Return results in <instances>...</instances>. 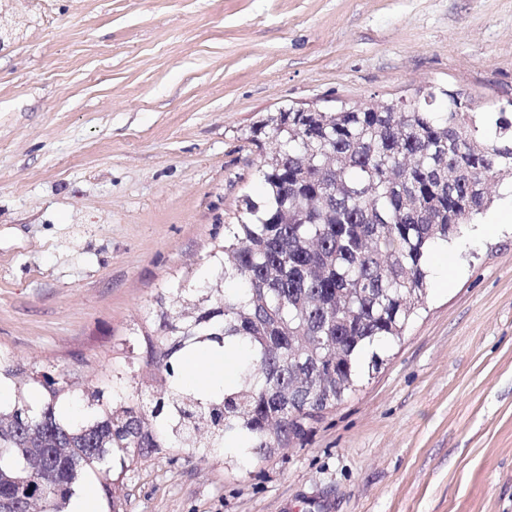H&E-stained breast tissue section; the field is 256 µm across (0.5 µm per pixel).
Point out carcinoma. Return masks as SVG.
<instances>
[{"label": "carcinoma", "mask_w": 512, "mask_h": 512, "mask_svg": "<svg viewBox=\"0 0 512 512\" xmlns=\"http://www.w3.org/2000/svg\"><path fill=\"white\" fill-rule=\"evenodd\" d=\"M252 133L276 149L261 169L265 201L245 196L209 254L226 287L159 292L145 355L112 370V399L0 349V379L15 388L0 404V496L21 512H64L84 474L115 460L133 472L163 450L261 460L304 447L355 389L366 349L400 338L423 308L426 254L491 207L482 179L512 184V116L434 87L409 105L348 103L302 122L275 112ZM234 343L246 348L235 389L175 390L187 350ZM73 396L92 417H59ZM122 489L101 483L113 512Z\"/></svg>", "instance_id": "carcinoma-1"}]
</instances>
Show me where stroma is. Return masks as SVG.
Returning a JSON list of instances; mask_svg holds the SVG:
<instances>
[{
    "instance_id": "1",
    "label": "stroma",
    "mask_w": 512,
    "mask_h": 512,
    "mask_svg": "<svg viewBox=\"0 0 512 512\" xmlns=\"http://www.w3.org/2000/svg\"><path fill=\"white\" fill-rule=\"evenodd\" d=\"M432 86L512 104V0H28L0 48V348L111 372L158 289L212 277L255 122ZM455 243L305 447L112 465L120 512H512V222Z\"/></svg>"
}]
</instances>
